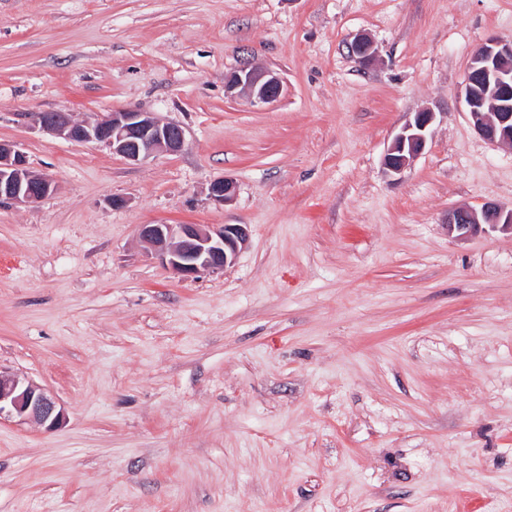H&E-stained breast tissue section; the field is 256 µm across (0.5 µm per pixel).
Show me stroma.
<instances>
[{
	"instance_id": "stroma-1",
	"label": "stroma",
	"mask_w": 512,
	"mask_h": 512,
	"mask_svg": "<svg viewBox=\"0 0 512 512\" xmlns=\"http://www.w3.org/2000/svg\"><path fill=\"white\" fill-rule=\"evenodd\" d=\"M492 36L512 0H0V141L58 186L0 201V368L65 413L0 422V512H512V233L448 230L512 208V148L460 97ZM245 65L281 98L226 96ZM127 107L183 150L132 164L28 118ZM141 224L249 241L183 279ZM435 120V112L422 110L415 112L401 130L393 137L383 159L385 169L399 173L414 157L423 153ZM487 225L512 233V209L505 210L494 203H484L481 208H457L448 213V230L458 236L476 233Z\"/></svg>"
}]
</instances>
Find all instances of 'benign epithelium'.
I'll return each mask as SVG.
<instances>
[{
  "label": "benign epithelium",
  "instance_id": "obj_1",
  "mask_svg": "<svg viewBox=\"0 0 512 512\" xmlns=\"http://www.w3.org/2000/svg\"><path fill=\"white\" fill-rule=\"evenodd\" d=\"M351 52L359 60L371 59V42L358 37ZM229 95L243 92L257 103L280 98L282 83L270 71L243 66L224 79ZM462 96L474 129L485 139L512 145V39L491 38L474 51L462 88ZM435 113H414L393 137L383 159L385 169L400 172L423 153ZM32 121L41 130L75 143H98L130 163L155 152L177 153L185 144L183 128L161 123L148 112L127 108L97 114L76 122L66 112H35ZM56 191L53 179L29 170L22 148L0 142V199L19 205L37 204ZM235 185L228 179L210 184L211 200L232 201ZM512 232V209L494 203L479 209L457 208L448 213V231L460 236L482 226ZM139 236L151 244L160 261L183 279L217 273L234 263L249 236L246 224H224L207 229L200 224H141ZM18 418L49 428L63 423V410L40 386L16 373L0 369V421Z\"/></svg>",
  "mask_w": 512,
  "mask_h": 512
}]
</instances>
